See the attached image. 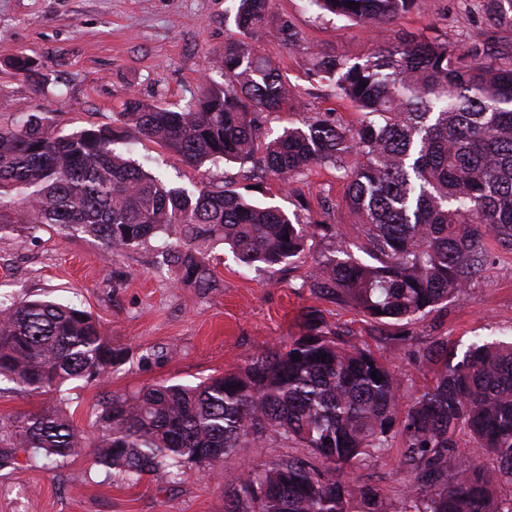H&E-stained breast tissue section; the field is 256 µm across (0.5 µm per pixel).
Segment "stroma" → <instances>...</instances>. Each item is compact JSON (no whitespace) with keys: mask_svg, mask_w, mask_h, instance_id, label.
<instances>
[{"mask_svg":"<svg viewBox=\"0 0 512 512\" xmlns=\"http://www.w3.org/2000/svg\"><path fill=\"white\" fill-rule=\"evenodd\" d=\"M233 7L234 0H0V125L42 112L59 133L68 134L115 123L133 95L148 104L185 108L195 102L203 80L224 83L218 58L234 29ZM271 12L287 16L299 43L290 48L268 38L260 50L304 102L302 109L268 114L271 138L316 112L332 113L346 128L359 127V110L337 97L333 84L311 76L314 57L363 59L406 32L460 46L479 41L494 56L512 51V30L491 25L480 0H419L408 14L373 30L323 13L311 0H272ZM20 53L36 62L35 76L14 70L12 60ZM114 149L171 185L248 184L256 198L297 214L301 222L336 230L332 238H311L301 259L272 274L244 269L216 248L211 265L223 286L206 294L173 287L156 269L157 250L150 243L108 260L101 243L89 236L1 231L0 296L20 301L48 294L90 311L113 345L128 353L112 375L114 393L165 380L196 383L235 370L250 354L305 333L304 316L311 310L385 362L409 398L432 380L431 368L415 362L432 338L444 336L462 348L478 336L512 332V254L497 250L467 291L403 327L373 321L304 287L314 260L339 242L355 258L365 256L358 217L344 200L346 184L335 170L316 167L285 184L252 161L209 162L195 170L141 137ZM162 345L173 346V353L140 363L141 355ZM401 452V446L390 448L364 471L395 504L405 488ZM308 454L268 436L245 456L224 458L221 476L202 478L190 466L180 481L158 473L131 486L96 465L90 448L58 464L21 450L14 467L0 470V512H225L224 474L241 472L246 460L260 466Z\"/></svg>","mask_w":512,"mask_h":512,"instance_id":"35a3bbf8","label":"stroma"}]
</instances>
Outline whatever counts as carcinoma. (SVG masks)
<instances>
[{
	"label": "carcinoma",
	"mask_w": 512,
	"mask_h": 512,
	"mask_svg": "<svg viewBox=\"0 0 512 512\" xmlns=\"http://www.w3.org/2000/svg\"><path fill=\"white\" fill-rule=\"evenodd\" d=\"M236 2L237 36L220 57L224 85L203 87L188 107L132 95L117 125L62 135L33 113L0 126V230L55 227L98 239L112 256L155 238L172 281L201 293L221 287L209 260L220 245L241 265L271 271L298 258L309 237L327 236L330 225L303 224L236 189L174 187L112 148L134 133L192 167L255 159L267 114L299 105L258 43L293 47L298 34L288 17L270 15L269 0ZM311 2L377 28L418 0ZM483 9L490 24L512 27V0H483ZM310 71L362 111L360 127L312 116L262 145L261 168L282 182L335 169L371 262L343 243L304 285L372 320L408 325L480 278L492 247L512 251V53L489 60L477 42L461 49L405 33L362 61L316 57ZM305 321L306 333L250 355L237 372L114 394L106 386L124 352L89 311L47 297L0 300V382L31 396L70 382L103 388L99 435L79 434L58 405L44 406L0 428V468L20 448L58 463L91 446L96 464L134 485L161 470L176 479L187 464L216 472L268 433L313 459L228 477L227 512H391L380 489L347 476L398 435L406 482L398 512H512V493L502 492L512 486V339L478 337L459 358L447 337L435 338L417 360L442 367L405 404L402 381L370 350L317 310ZM462 436L475 455H456ZM255 485L264 490L257 501Z\"/></svg>",
	"instance_id": "cac0c4a2"
}]
</instances>
